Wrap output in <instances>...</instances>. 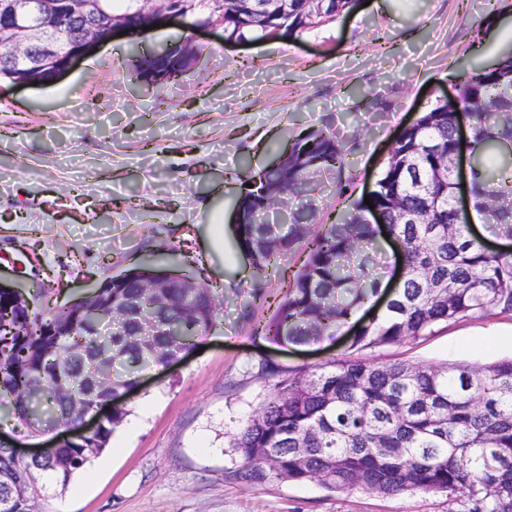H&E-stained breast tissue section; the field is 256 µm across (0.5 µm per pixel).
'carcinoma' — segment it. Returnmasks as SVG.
<instances>
[{"label": "carcinoma", "instance_id": "carcinoma-1", "mask_svg": "<svg viewBox=\"0 0 512 512\" xmlns=\"http://www.w3.org/2000/svg\"><path fill=\"white\" fill-rule=\"evenodd\" d=\"M224 0L226 40H262L281 28L294 34L316 27L324 0ZM455 104L438 102L405 126L369 193L351 210L313 230L312 211L298 205L288 230L257 223L258 203L272 192L302 200L322 172L336 178L351 166L335 133L317 129L288 148L278 169H249L239 197L241 247L258 275L284 251L306 252L284 295L250 292L243 316L276 305L256 332L275 343L310 344L336 335L351 311L376 294L380 235L402 248L405 273L393 302L358 326L349 355L319 372L266 369L277 378L258 411L232 440L242 458L240 478L316 481L330 492L365 489L384 496L468 491L473 512H512V359L442 366L376 363L356 352L404 344L438 325L512 316V253L493 252L469 234L470 215L458 210L451 160L461 150V120L471 126L473 210L496 234L512 237V55L490 70L459 75ZM500 156L498 174L486 167ZM378 212L384 224L367 222ZM173 262L149 258L112 275L113 306L128 313L112 335L90 331L104 309L79 299L64 308L36 283L40 309L16 288H0V398L13 397L15 426L28 436L45 423H69L98 397L117 396L147 369L188 352L219 318L212 285L183 288ZM159 287L151 290L146 284ZM126 414L116 405L91 437L68 441L54 457L32 464L0 448V512H34L47 479L62 488L107 447Z\"/></svg>", "mask_w": 512, "mask_h": 512}]
</instances>
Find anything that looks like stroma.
<instances>
[{"label":"stroma","mask_w":512,"mask_h":512,"mask_svg":"<svg viewBox=\"0 0 512 512\" xmlns=\"http://www.w3.org/2000/svg\"><path fill=\"white\" fill-rule=\"evenodd\" d=\"M191 43L182 80L129 81L116 61ZM512 55V0H374L302 36L239 43L223 27L156 28L120 37L57 81L0 87V278L61 300L88 284L178 255L184 273L224 292L223 317L202 341L144 371L119 396L126 414L106 449L39 512H469L467 494L329 492L316 482L241 480L232 437L272 381L261 367L319 368L343 337L276 344L255 334L272 308L242 315L255 281L283 295L305 260L283 252L256 278L237 243V168L270 165L316 129L337 132L353 184L322 176L310 200L331 223L374 187L399 132L452 91L462 71ZM380 362L486 364L512 356V317L437 326L432 335L365 352Z\"/></svg>","instance_id":"obj_1"}]
</instances>
